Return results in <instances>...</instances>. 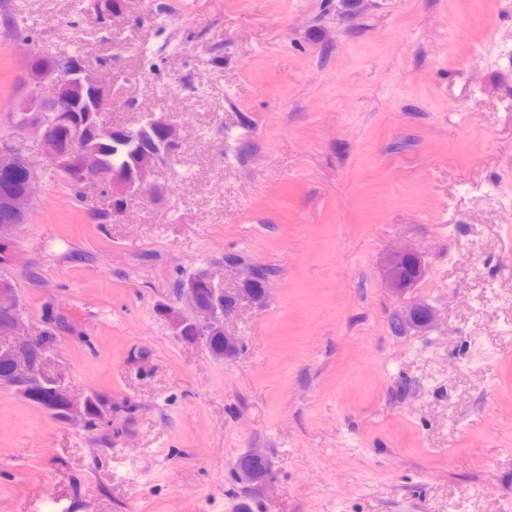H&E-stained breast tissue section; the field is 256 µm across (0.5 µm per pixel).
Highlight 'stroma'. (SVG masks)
Returning <instances> with one entry per match:
<instances>
[{
  "instance_id": "1",
  "label": "stroma",
  "mask_w": 512,
  "mask_h": 512,
  "mask_svg": "<svg viewBox=\"0 0 512 512\" xmlns=\"http://www.w3.org/2000/svg\"><path fill=\"white\" fill-rule=\"evenodd\" d=\"M0 0V132L27 50L128 78L113 123L184 143L126 223L44 177L14 237L24 318L74 326L50 368L112 415L57 419L0 387V512H512V0ZM244 152H236L238 142ZM422 255L393 333L390 250ZM273 269L229 359L160 316L173 279ZM263 450L245 487L236 461ZM436 320V311L425 303H412L392 315V325L403 323L417 329H427ZM247 455L251 459H260L262 461L258 460H247L244 463V466L241 468H238L239 473L248 481L252 482H259L263 480L264 478L267 479L270 471H269V464L267 462H264L263 460L267 459L266 455L259 451V450H250ZM249 473H252L253 476L251 477Z\"/></svg>"
}]
</instances>
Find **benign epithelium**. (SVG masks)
<instances>
[{
	"label": "benign epithelium",
	"instance_id": "obj_1",
	"mask_svg": "<svg viewBox=\"0 0 512 512\" xmlns=\"http://www.w3.org/2000/svg\"><path fill=\"white\" fill-rule=\"evenodd\" d=\"M52 68L24 70L21 76L22 93L13 106V112L22 116L15 125L13 136L0 141V157L23 165L28 172L25 193L20 198H0V267L8 268L14 261L12 243L19 225L28 221L29 205L35 199L41 183L40 173L29 165L22 153V142L31 139L39 144L45 157L46 166L56 172L66 171L67 163L77 162L83 188L94 189L99 185L100 165L98 156L83 146L84 135L76 130L71 133L66 149H60L58 122L38 118L43 112H54L63 102H78L85 111L97 113L99 125L112 130L119 138L124 130L112 123V116L105 110L121 100L122 74L112 73V80L105 82L96 69L82 63L77 64L65 54L51 56ZM140 119L164 131V144L155 151L143 152L134 160V166L124 173L112 174L110 190L104 195L93 194L98 201L97 208L112 209V222L124 221L129 201L134 198L159 200L164 196L165 187L153 181L158 168L169 159L172 151L181 147L179 124L171 117L155 112H142ZM385 288L388 293L402 299L425 274L422 256L408 248H398L382 258ZM247 277L240 278L238 287L231 290L219 288L213 276L200 271L176 290L181 306H164L162 315L175 334L188 342H202L209 353L217 358H231L241 349L239 337L228 332L224 321L234 315L242 306L262 308L268 299L269 278L262 279L261 289L254 291L246 287ZM207 284L212 295L204 300L199 297V286ZM0 303L8 307L7 315L0 322V337L10 342L0 344L1 351H16L20 348H38L49 329L45 322L30 325L23 319L19 300L8 291H0ZM436 320V311L425 303H412L392 315V323H402L417 329H427ZM219 336L224 340L221 349L211 347V340ZM0 387L25 388L29 393H48L47 410L60 414L66 422L80 423L88 414L89 396L75 398L64 387L62 374L48 369V359L39 356L34 365L15 372L11 379L0 375Z\"/></svg>",
	"mask_w": 512,
	"mask_h": 512
}]
</instances>
